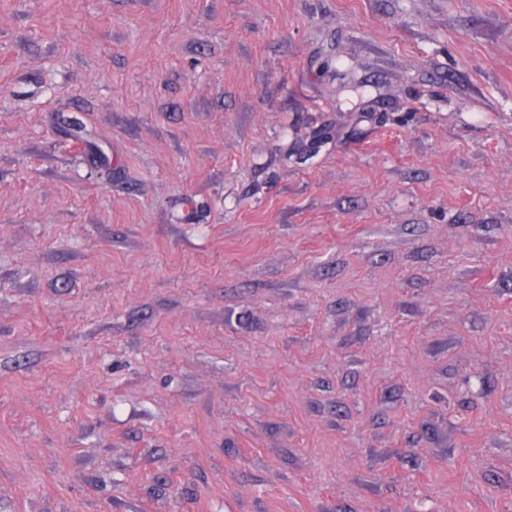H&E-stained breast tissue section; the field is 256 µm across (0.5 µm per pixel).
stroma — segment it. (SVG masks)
Listing matches in <instances>:
<instances>
[{
    "mask_svg": "<svg viewBox=\"0 0 512 512\" xmlns=\"http://www.w3.org/2000/svg\"><path fill=\"white\" fill-rule=\"evenodd\" d=\"M0 512H512V0H0Z\"/></svg>",
    "mask_w": 512,
    "mask_h": 512,
    "instance_id": "stroma-1",
    "label": "stroma"
}]
</instances>
